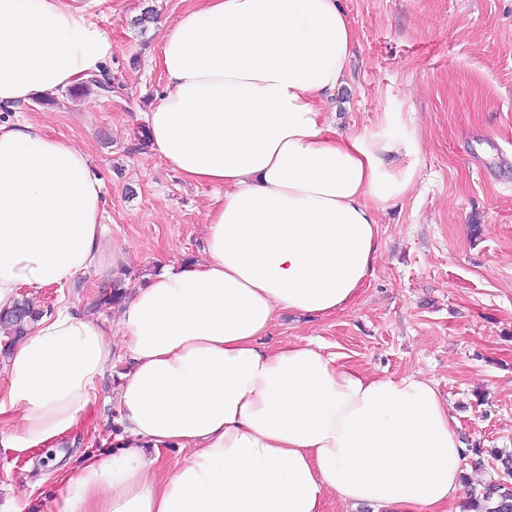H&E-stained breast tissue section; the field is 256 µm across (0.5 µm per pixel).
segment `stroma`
Here are the masks:
<instances>
[{"instance_id": "stroma-1", "label": "stroma", "mask_w": 512, "mask_h": 512, "mask_svg": "<svg viewBox=\"0 0 512 512\" xmlns=\"http://www.w3.org/2000/svg\"><path fill=\"white\" fill-rule=\"evenodd\" d=\"M354 27L343 84L321 109L338 132L372 130L399 112L420 132L413 190L380 216L382 257L357 302L313 321L281 313L276 347L315 341L368 372L429 378L466 448L464 497L505 480L512 457V0H341ZM185 0H98L90 22L112 37L111 94L68 90L35 98L0 120L44 123L89 156L103 184L107 247L117 267L89 270L66 288H22L45 309L98 306L102 287L138 288L157 260H203L204 219L218 188L186 182L152 152L145 114L164 95L155 23ZM128 362L112 366L79 426L33 459L0 450V512H36L63 471L110 453L120 411L116 390Z\"/></svg>"}]
</instances>
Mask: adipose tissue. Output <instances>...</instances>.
Listing matches in <instances>:
<instances>
[{"label":"adipose tissue","instance_id":"ef3b65f1","mask_svg":"<svg viewBox=\"0 0 512 512\" xmlns=\"http://www.w3.org/2000/svg\"><path fill=\"white\" fill-rule=\"evenodd\" d=\"M92 0H0V105L78 83L112 54ZM354 40L340 0H198L165 24L167 91L146 115L153 151L223 189L205 258L161 265L111 323L64 307L12 345L0 371V448L72 431L112 365L122 433L78 466L49 512H447L464 447L434 384L382 377L313 342L269 349L280 311L328 318L369 283L379 212L418 177L400 114L336 133L319 104ZM102 184L74 141L0 122V313L21 287L62 286L106 260ZM167 448L184 451L175 468Z\"/></svg>","mask_w":512,"mask_h":512}]
</instances>
